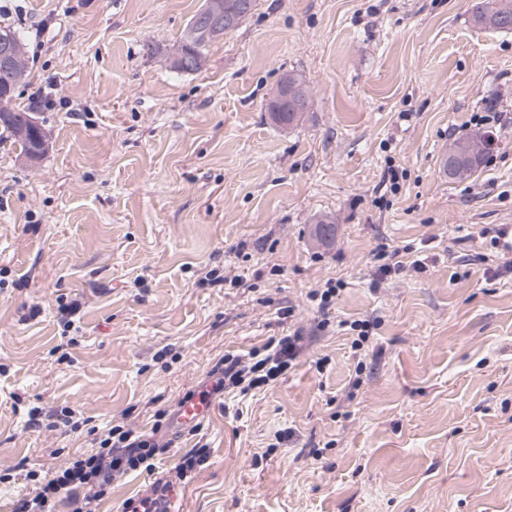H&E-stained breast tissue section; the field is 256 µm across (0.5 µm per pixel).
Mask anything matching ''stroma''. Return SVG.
<instances>
[{
  "mask_svg": "<svg viewBox=\"0 0 512 512\" xmlns=\"http://www.w3.org/2000/svg\"><path fill=\"white\" fill-rule=\"evenodd\" d=\"M0 4L26 36L11 105L46 133L31 159L0 131V512L118 424L167 448L98 512L199 442L181 512H512V268L489 236L512 229V31L473 26L472 0H257L178 74L204 0ZM291 70L310 106L280 126L266 107ZM481 133L482 165L448 179ZM383 244L422 269L379 280ZM294 331L307 349L272 387L217 395L198 433L157 427L224 355ZM34 407L78 427H28ZM482 136L460 139L453 143L444 161L449 179H463L471 175L482 163L485 154Z\"/></svg>",
  "mask_w": 512,
  "mask_h": 512,
  "instance_id": "1",
  "label": "stroma"
}]
</instances>
